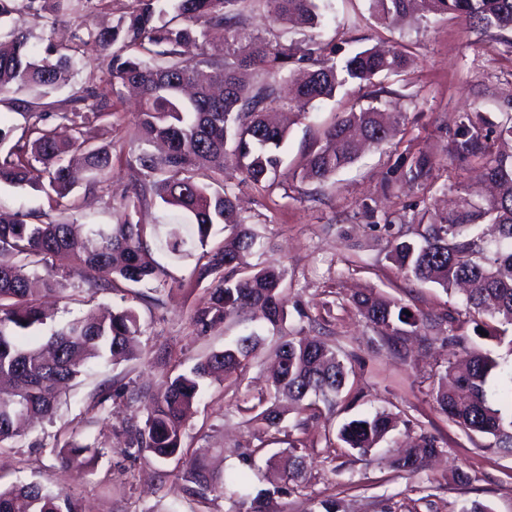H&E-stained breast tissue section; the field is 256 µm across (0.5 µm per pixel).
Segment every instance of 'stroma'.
Returning <instances> with one entry per match:
<instances>
[{
    "mask_svg": "<svg viewBox=\"0 0 512 512\" xmlns=\"http://www.w3.org/2000/svg\"><path fill=\"white\" fill-rule=\"evenodd\" d=\"M289 36L314 39L324 58L338 63L366 48L401 45L410 54V64L402 75L382 82L381 104L405 114L404 133L365 150L325 184L291 179L271 192L247 186L235 191L239 219L264 242L252 263H275L285 271L291 309L287 328L324 338L341 351L351 370L335 407L321 408L303 425L293 413L283 422V434L305 442L304 474L297 489L274 497L272 512H318L320 501L328 498L336 499L340 512H460L475 502L493 512H512V455L489 449L487 439L469 437L435 409L433 391L448 359L445 330L431 331L425 340L412 339L411 351L402 359L352 305L355 295L372 291L433 320L448 314L465 317L461 294L404 280L385 258L384 231L370 228L362 206L376 202L378 218L400 223L422 209L441 206L445 189L460 184L479 188L477 168L463 160L436 170L430 189L396 185L385 193L381 184L400 155L436 145L440 124L454 120L457 113L476 108L495 124L504 113H512V31L476 28L451 15L385 26L372 14L369 0H330L319 26L296 27ZM106 76L103 56L87 47L68 84L40 105L44 125L53 124L54 102L74 90L102 85ZM368 103L365 88L355 83L316 102L310 117L290 128L282 149L284 169L302 164L335 115ZM139 110L138 94L126 89L111 120L88 126L94 142L113 143L123 152L114 162L109 194L81 187L72 193L79 223H113L112 199L137 181L132 159L140 144L131 133ZM153 258L170 273L155 302L141 299L133 288L92 292L68 259L57 260L65 291L49 300L55 324L91 309L131 306L139 315L142 334L133 357L116 364L95 361L62 392L52 419L34 424L22 447L0 450L1 484L38 481L63 489L77 512H229L231 504L224 498L187 497L169 466L150 452L127 457L118 432L132 414H145L169 370L189 371L208 354L223 350L229 340L255 331L264 338L257 356L240 375L206 383L185 424L183 444L216 449L215 466L225 475L240 477L249 496L281 485L279 472L266 461L285 445L253 422L248 411L269 386L276 332L248 312L197 334L190 318L207 302L209 282L192 279V259L174 260L158 250ZM326 302L334 305L332 315L322 310ZM104 385L111 387L112 398L101 407L97 400ZM377 410L409 419L412 434L435 435L441 454L405 473L392 467L393 451L387 445L365 457L343 448L337 438L340 427ZM73 439L98 445L100 453L90 470L61 467L58 453ZM246 451L252 454L247 465L242 462ZM460 472L466 474L465 482H458Z\"/></svg>",
    "mask_w": 512,
    "mask_h": 512,
    "instance_id": "1",
    "label": "stroma"
}]
</instances>
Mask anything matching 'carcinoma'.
<instances>
[{
    "label": "carcinoma",
    "mask_w": 512,
    "mask_h": 512,
    "mask_svg": "<svg viewBox=\"0 0 512 512\" xmlns=\"http://www.w3.org/2000/svg\"><path fill=\"white\" fill-rule=\"evenodd\" d=\"M41 0H0V20L25 13L53 28L59 16L43 14ZM65 14L80 16L98 0H65ZM135 6L119 25L96 30L76 27L69 45L48 42L38 52L31 32L14 24L0 40V103L17 112L30 113L33 103L9 98L13 90L35 89L42 96L54 93L68 80L74 64L90 44L107 52L109 80L102 87L80 89L69 104L55 113L56 125L33 123L15 143L0 150V183L25 185L35 164L46 181L38 183L48 202L59 203L78 184L70 154L82 156L89 173L85 190L105 192L112 176V143L96 144L86 128L114 113L118 86L141 90L135 137L143 148L135 157L141 177L133 195L114 207L113 224H88L79 233L68 220L37 215L28 223L24 215L0 212V448L11 447L21 436L23 423L53 417L63 386L92 361L114 363L133 355L132 343L142 334L139 316L131 306L108 316L89 310L51 329L46 341L26 347L25 331L47 324L46 311L32 280L42 281L46 294L59 293L63 283L53 258L72 257L74 268L85 275L92 289L116 288L122 280L155 292L165 285L169 272L152 259L162 248L175 259L194 258L192 277L211 280L206 306L191 317L205 334L241 312L259 311L273 330L281 333L275 348V369L269 391L258 397L254 416L263 429L281 432L288 399L297 414L315 415L317 402L332 403L346 387L349 370L336 350L325 342L300 333H284L288 316L285 271L273 263L259 267L248 262L259 245L258 237L237 219L233 188L250 185L269 191L284 176L324 183L352 164L359 143L380 145L392 139L403 118L376 105L340 113L323 130L299 169L282 172L280 148L288 129L268 119L276 84L288 72L291 96L288 110L306 117L316 101L331 98L349 82L371 89L376 100L384 92L378 77L398 76L408 64L402 47L387 52L365 49L338 65L321 58L315 42L305 45L285 35L267 40L248 32L241 21V5L248 0H171L167 11L161 0H134ZM273 23L314 27L321 18L320 0H264ZM376 18L388 23L420 14H458L486 28L512 30V0H370ZM212 28L224 30V54L203 51L195 61L182 58L188 43L205 46ZM247 72L266 78L256 87L244 80ZM488 118L473 110L458 113L454 127L445 129L441 150L424 148L401 157L398 182L426 184L438 164V152L467 159L482 170L496 187L485 201L473 199L458 187L448 194L442 210L419 213L417 237L408 238L394 224L383 225L389 236L385 259L409 281L433 283L448 290L461 283L474 332L488 333L496 345H506L512 355V152L492 154L488 145ZM159 202L187 215L182 224H143L137 218L145 203ZM216 224L224 225L230 240L209 247ZM355 308L385 339L389 349L403 357L404 342L432 326L430 319L404 313L407 306L372 292L354 301ZM463 322L448 318V366L433 393L436 409L469 435L492 439L489 447L512 453V371L505 387L508 400L497 398L489 385L501 365L493 350L473 347L463 361L455 348L465 342ZM262 338L256 333L238 337L232 344L199 361L190 371L167 377L144 421L131 418L123 428L130 456L146 449L161 464L177 462L174 475L186 494L206 500L211 495L232 501L238 512L241 495L224 474L213 471V449L183 448V429L203 384L224 381L242 372L255 355ZM399 419L390 412L346 422L338 433L344 447L366 456L388 441ZM297 444L270 458L282 469L288 492L304 470ZM438 439L427 433L415 437L413 448L392 461L395 470L414 472L440 451ZM99 453L93 444L74 441L59 452L62 466L90 463ZM0 512H76L71 498L39 482L0 487Z\"/></svg>",
    "instance_id": "carcinoma-1"
}]
</instances>
